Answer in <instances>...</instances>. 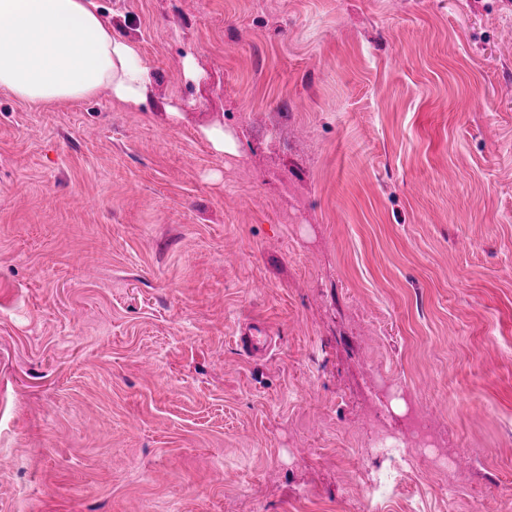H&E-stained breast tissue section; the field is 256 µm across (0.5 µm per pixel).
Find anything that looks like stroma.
<instances>
[{"label":"stroma","mask_w":512,"mask_h":512,"mask_svg":"<svg viewBox=\"0 0 512 512\" xmlns=\"http://www.w3.org/2000/svg\"><path fill=\"white\" fill-rule=\"evenodd\" d=\"M100 3L140 111L0 90V512H362L407 393L380 512H503L512 0ZM202 132L215 151L220 153H236V142L231 135L224 133V129L211 127L204 128ZM441 447V438L429 426L427 420L412 404L407 405L404 415V440L396 444H379L378 448H372L370 455L388 462L386 470L380 473L378 478L366 490L363 508L371 510L372 503L377 496L380 485L389 482L398 486L399 478L409 466H414L415 455L413 449H433Z\"/></svg>","instance_id":"obj_1"}]
</instances>
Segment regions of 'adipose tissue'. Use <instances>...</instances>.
I'll return each mask as SVG.
<instances>
[{"mask_svg": "<svg viewBox=\"0 0 512 512\" xmlns=\"http://www.w3.org/2000/svg\"><path fill=\"white\" fill-rule=\"evenodd\" d=\"M151 84V67L98 0H0V89L17 99L57 104L105 89L135 108Z\"/></svg>", "mask_w": 512, "mask_h": 512, "instance_id": "ef3b65f1", "label": "adipose tissue"}]
</instances>
